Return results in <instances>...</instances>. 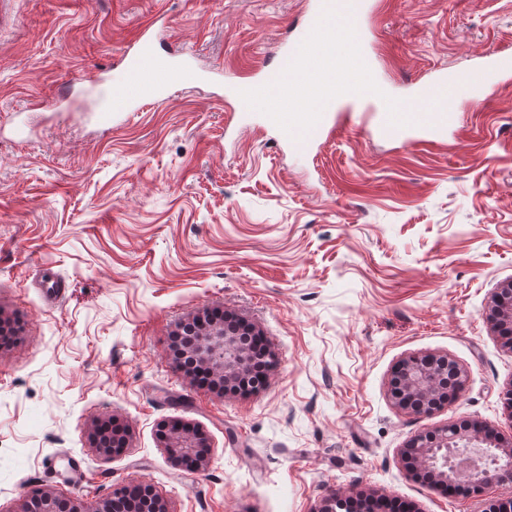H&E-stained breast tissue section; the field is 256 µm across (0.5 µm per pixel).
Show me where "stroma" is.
Returning a JSON list of instances; mask_svg holds the SVG:
<instances>
[{
	"label": "stroma",
	"mask_w": 512,
	"mask_h": 512,
	"mask_svg": "<svg viewBox=\"0 0 512 512\" xmlns=\"http://www.w3.org/2000/svg\"><path fill=\"white\" fill-rule=\"evenodd\" d=\"M377 66L399 91L512 53V0H377ZM307 0H9L0 19V512L45 490L80 512L131 483L167 512H321L340 492L415 512H488L512 483L448 495L402 459L416 436L467 420L512 443V349L487 307L512 281V79L446 140L405 145L341 113L323 145L292 154L242 126L227 75L272 63ZM156 15L208 84L102 130L97 91L56 111L70 83L116 67ZM66 294L48 303L54 278ZM207 309L259 330L268 385H196L171 338ZM445 357L462 392L402 410L392 372ZM117 420L109 455L95 430ZM164 423L202 432L195 470L174 466Z\"/></svg>",
	"instance_id": "1"
}]
</instances>
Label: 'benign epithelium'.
Listing matches in <instances>:
<instances>
[{"label": "benign epithelium", "instance_id": "7a95c632", "mask_svg": "<svg viewBox=\"0 0 512 512\" xmlns=\"http://www.w3.org/2000/svg\"><path fill=\"white\" fill-rule=\"evenodd\" d=\"M201 330L196 353L211 369L224 373V379L240 376L249 368L255 356L240 345L237 330L224 317L215 318L207 311L197 314ZM488 318L495 332L503 342L512 347V282L500 287L492 296L488 307ZM439 371L435 360L427 357H413L399 363L393 374V382L399 391L392 392L398 406L407 410L432 411L437 405L442 389L438 384ZM171 458L178 465L191 463L200 466L207 457V443L204 435L187 426L172 424L163 434ZM497 446L507 457L508 464L489 471L481 466L488 446ZM454 451L459 457L453 479L464 474L481 478L484 483H512V447L504 446L498 439L487 433L482 426L471 435H464L455 427L444 429L433 436L413 439L404 448V456L410 463L422 467L429 478L442 485H448L447 451ZM38 502L39 512H59L62 502L54 497L35 493L29 499L24 512H32V502ZM387 500H352L348 496H336L328 501L321 512H384Z\"/></svg>", "mask_w": 512, "mask_h": 512}]
</instances>
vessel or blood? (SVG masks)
I'll list each match as a JSON object with an SVG mask.
<instances>
[{
	"instance_id": "1",
	"label": "vessel or blood",
	"mask_w": 512,
	"mask_h": 512,
	"mask_svg": "<svg viewBox=\"0 0 512 512\" xmlns=\"http://www.w3.org/2000/svg\"><path fill=\"white\" fill-rule=\"evenodd\" d=\"M375 11L371 0H309L305 21L283 41L275 61L254 79L232 85L231 95L290 151L307 155L326 140L340 109L353 103L373 106L374 134L380 139L443 140L459 122L458 99L469 98L471 108H480L500 78L512 75V57L494 55L480 68L440 73L410 94H393L364 49ZM155 26L152 20L145 23L124 50L120 81L105 71L88 76L91 88L109 87L110 104L96 115L100 125L111 126L114 115L165 102L172 87L202 81L183 52L160 51Z\"/></svg>"
}]
</instances>
